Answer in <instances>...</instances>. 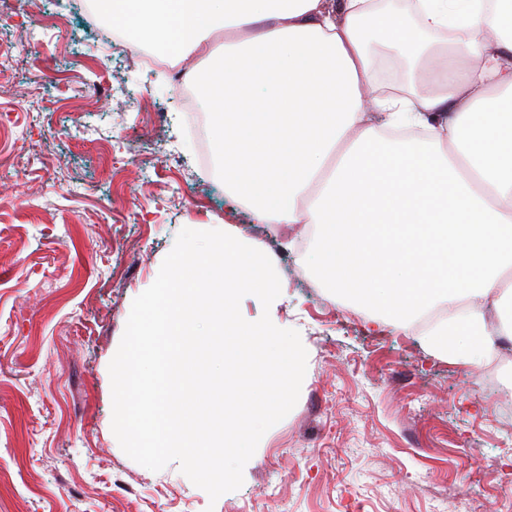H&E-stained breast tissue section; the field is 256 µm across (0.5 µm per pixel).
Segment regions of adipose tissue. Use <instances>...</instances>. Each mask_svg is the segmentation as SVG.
I'll return each instance as SVG.
<instances>
[{
	"instance_id": "1",
	"label": "adipose tissue",
	"mask_w": 512,
	"mask_h": 512,
	"mask_svg": "<svg viewBox=\"0 0 512 512\" xmlns=\"http://www.w3.org/2000/svg\"><path fill=\"white\" fill-rule=\"evenodd\" d=\"M194 73L224 188L302 224L315 268L383 325L467 361L512 337V0H99ZM408 84L372 90L375 38ZM499 319L490 322L489 308Z\"/></svg>"
}]
</instances>
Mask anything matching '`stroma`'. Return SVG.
I'll return each instance as SVG.
<instances>
[{"label": "stroma", "mask_w": 512, "mask_h": 512, "mask_svg": "<svg viewBox=\"0 0 512 512\" xmlns=\"http://www.w3.org/2000/svg\"><path fill=\"white\" fill-rule=\"evenodd\" d=\"M92 0L0 16V512H512V350L474 364L378 330L325 287L299 224L232 200L177 68L102 44ZM225 229L279 275L269 313L308 352L296 406L210 500L112 432L109 364L179 232Z\"/></svg>", "instance_id": "1"}]
</instances>
